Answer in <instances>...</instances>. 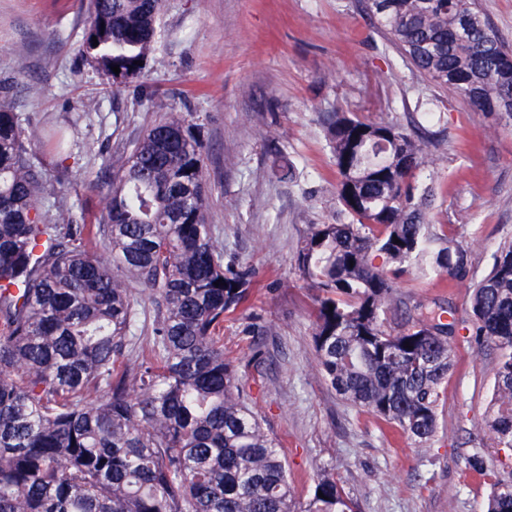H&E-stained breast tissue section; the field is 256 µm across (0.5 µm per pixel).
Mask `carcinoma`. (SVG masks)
Returning <instances> with one entry per match:
<instances>
[{"instance_id": "carcinoma-1", "label": "carcinoma", "mask_w": 512, "mask_h": 512, "mask_svg": "<svg viewBox=\"0 0 512 512\" xmlns=\"http://www.w3.org/2000/svg\"><path fill=\"white\" fill-rule=\"evenodd\" d=\"M163 8L164 0H89L79 52L117 87L139 81ZM364 8L419 73L478 112L496 106L512 116V44L475 0ZM326 131L349 222L311 225L296 257L317 290L319 364L349 404L427 441L465 345L453 342L454 323L419 308L387 331L383 316L404 301L375 259L460 279L467 255L431 248L444 237L429 232L425 202L408 185L426 163L424 142L393 121L341 112ZM48 143L58 155L74 145L61 131ZM107 172L111 196L95 223L110 262L86 247L85 225L69 214L50 222L38 209L45 166L28 149L21 115L0 104V512H358L324 473L296 508L279 443L213 336L245 300L250 273L224 264L205 222L193 124L165 113ZM131 282L158 308L151 348L121 364ZM472 313L476 336L499 351L486 427L512 448V240L475 285ZM487 512H512V477L494 484Z\"/></svg>"}]
</instances>
